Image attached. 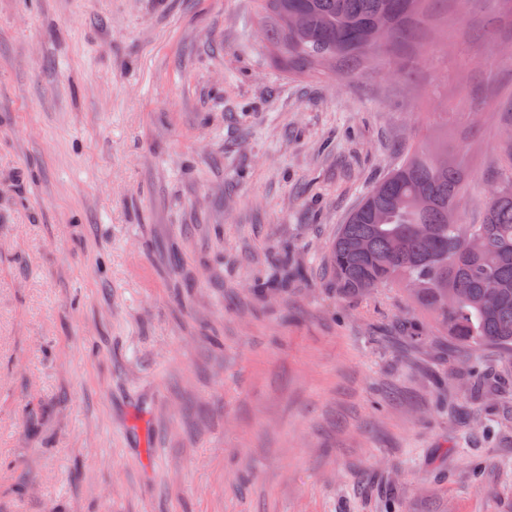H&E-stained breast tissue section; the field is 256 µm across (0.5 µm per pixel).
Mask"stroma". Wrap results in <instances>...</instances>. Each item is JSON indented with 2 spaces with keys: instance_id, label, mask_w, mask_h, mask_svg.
Instances as JSON below:
<instances>
[{
  "instance_id": "stroma-1",
  "label": "stroma",
  "mask_w": 512,
  "mask_h": 512,
  "mask_svg": "<svg viewBox=\"0 0 512 512\" xmlns=\"http://www.w3.org/2000/svg\"><path fill=\"white\" fill-rule=\"evenodd\" d=\"M253 3L0 0V512H512V362L327 272L410 148L512 177V5L288 75ZM495 378L492 373L474 371L468 375L471 396L487 398L493 394Z\"/></svg>"
}]
</instances>
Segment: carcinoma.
Segmentation results:
<instances>
[{
  "mask_svg": "<svg viewBox=\"0 0 512 512\" xmlns=\"http://www.w3.org/2000/svg\"><path fill=\"white\" fill-rule=\"evenodd\" d=\"M435 0H255L264 39L286 73L358 65L381 44L419 42ZM468 179L463 150L448 140L416 148L378 182L340 226L328 269L345 297L397 288L451 342L512 358V179L494 191L479 224H460ZM431 229L423 239L422 225ZM489 372L468 375L469 393L493 394Z\"/></svg>",
  "mask_w": 512,
  "mask_h": 512,
  "instance_id": "cac0c4a2",
  "label": "carcinoma"
}]
</instances>
